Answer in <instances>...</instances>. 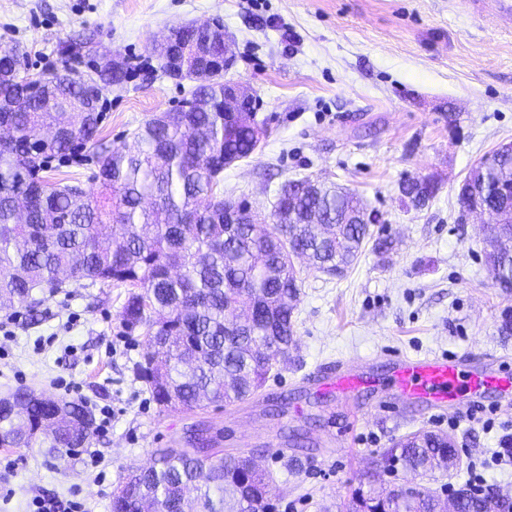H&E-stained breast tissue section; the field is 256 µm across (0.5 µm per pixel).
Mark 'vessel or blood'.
Returning <instances> with one entry per match:
<instances>
[{"label": "vessel or blood", "mask_w": 512, "mask_h": 512, "mask_svg": "<svg viewBox=\"0 0 512 512\" xmlns=\"http://www.w3.org/2000/svg\"><path fill=\"white\" fill-rule=\"evenodd\" d=\"M384 383L397 399L414 400L429 409H444L448 404L467 398L478 400L489 390H512V376L484 367L464 369L459 361L439 357L403 356L390 361L386 381L365 371L341 365L331 372L314 376L315 386L342 393L354 392Z\"/></svg>", "instance_id": "obj_1"}]
</instances>
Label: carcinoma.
I'll list each match as a JSON object with an SVG mask.
<instances>
[{
    "mask_svg": "<svg viewBox=\"0 0 512 512\" xmlns=\"http://www.w3.org/2000/svg\"><path fill=\"white\" fill-rule=\"evenodd\" d=\"M95 34L61 44L75 57ZM24 55L0 50V306L33 300L37 289L66 282L116 284L130 289L121 317L143 329L149 352L141 378L161 408L188 410L255 398L274 368L295 347V310L301 279L294 259L328 275L354 265L366 244L385 254L394 241L373 237L363 223L367 204L331 182L310 178L281 186L266 224L224 223L217 193L221 159L240 161L256 150L250 127L224 114V74L203 77L187 108L155 114L133 132L131 147L101 136L105 91L128 78L126 63L83 80L63 70L64 82L36 97L16 81ZM89 147L97 156L93 179L101 191L37 178L50 158ZM416 192L402 195L415 208L438 191L432 176L414 177ZM458 204L492 208L498 185L512 184V152L482 156L463 180ZM499 245L484 251L494 283L512 291V223L491 224ZM0 401V447L30 446L42 437L52 448H82L94 419L82 404L57 398L37 402L28 390ZM414 475L448 470L456 449L446 434L417 431L382 453ZM273 480L251 474L240 456L213 448H158L153 463L128 473L112 493L111 512H271ZM454 494L473 512H512V494L497 486ZM440 499L419 486L359 491L358 512H439Z\"/></svg>",
    "mask_w": 512,
    "mask_h": 512,
    "instance_id": "carcinoma-1",
    "label": "carcinoma"
}]
</instances>
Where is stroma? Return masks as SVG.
<instances>
[{"instance_id":"35a3bbf8","label":"stroma","mask_w":512,"mask_h":512,"mask_svg":"<svg viewBox=\"0 0 512 512\" xmlns=\"http://www.w3.org/2000/svg\"><path fill=\"white\" fill-rule=\"evenodd\" d=\"M211 18L234 38L224 77L253 91L255 120L267 130L254 154L225 169L220 190L268 212L285 181L333 182L379 212L374 233L395 247L385 258L365 248L341 277L296 261L298 346L256 398L223 408L156 405L137 371L145 338L122 322L126 288L84 281L36 293L34 307L0 310V396L31 388L94 414L112 410L110 430L80 452L43 441L0 447V461H19L14 471L0 465V512H29L35 495L74 491L88 512H110L127 469L149 465L153 449L189 439L201 423L212 446L254 456L272 474L274 512H351L353 491L373 483H417L444 497L478 470L512 491V465L494 462L512 446V393L486 392L481 406L495 418L487 431L464 410L429 411L379 390L342 399L303 382L339 359L381 374L397 353L492 355L512 370V335L498 330L512 294L494 285L480 223L461 221L456 201L471 167L512 142V25L491 0L474 9L463 0H0V49L25 52L32 77L66 67L86 77V61L65 60L58 46L96 32L131 68L103 97V134L122 147L194 86L162 74L153 36ZM80 154L52 159L44 176L98 191L97 165L88 149ZM424 175L438 178L436 197L403 207L400 182ZM294 429L310 449L285 463L276 446ZM422 429L453 435L456 465L423 477L400 466L373 475L380 451Z\"/></svg>"}]
</instances>
